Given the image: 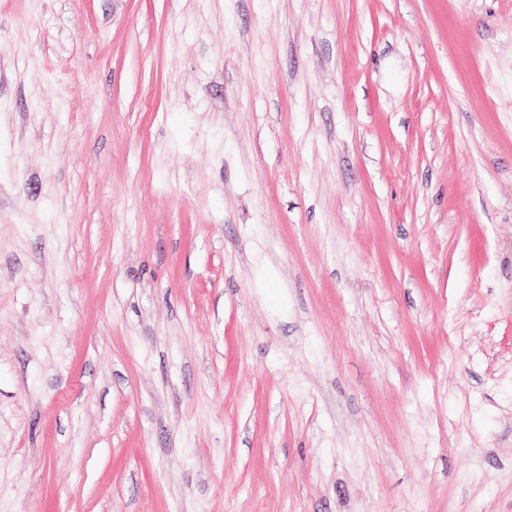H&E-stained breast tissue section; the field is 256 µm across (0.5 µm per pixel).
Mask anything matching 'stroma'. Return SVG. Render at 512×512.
Returning a JSON list of instances; mask_svg holds the SVG:
<instances>
[{
  "instance_id": "1",
  "label": "stroma",
  "mask_w": 512,
  "mask_h": 512,
  "mask_svg": "<svg viewBox=\"0 0 512 512\" xmlns=\"http://www.w3.org/2000/svg\"><path fill=\"white\" fill-rule=\"evenodd\" d=\"M0 512H512V0H0Z\"/></svg>"
}]
</instances>
